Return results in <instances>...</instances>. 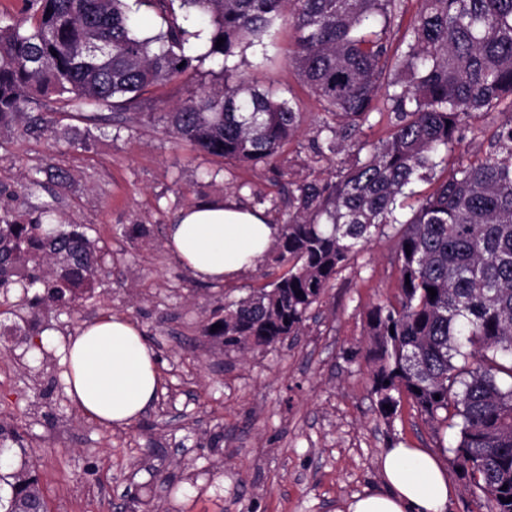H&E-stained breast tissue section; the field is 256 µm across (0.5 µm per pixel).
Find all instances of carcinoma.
Listing matches in <instances>:
<instances>
[{
    "mask_svg": "<svg viewBox=\"0 0 512 512\" xmlns=\"http://www.w3.org/2000/svg\"><path fill=\"white\" fill-rule=\"evenodd\" d=\"M400 42L407 0H180L211 25L208 55L225 62L244 43L289 17L291 57L322 103L318 162L347 155L336 179L295 183L292 211L266 254L288 271L224 305L221 328L203 333L242 356L301 335L314 307L372 237L396 241L399 306L367 312V357L380 416L410 398L436 429L456 430L446 448L485 512H512V0H418ZM23 17L0 23V138L33 129L58 138L30 113L47 101L71 111L143 100L153 89L193 83L177 18L145 35L128 0H23ZM225 42L215 47L217 39ZM57 55H52V52ZM390 115L387 136L355 139L373 114ZM149 120L209 154L275 164L303 113L241 75L199 86ZM475 159L448 167L464 138L484 137ZM445 173L410 217L397 213L412 185ZM87 224H67L45 206L0 214V294L23 291L13 315L27 336L57 308L92 297L106 270ZM43 294L29 297V289ZM437 295L430 296L428 289ZM390 405L386 410L384 405ZM26 454L0 420V447ZM47 503L29 461L0 471V512Z\"/></svg>",
    "mask_w": 512,
    "mask_h": 512,
    "instance_id": "cac0c4a2",
    "label": "carcinoma"
}]
</instances>
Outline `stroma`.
Instances as JSON below:
<instances>
[{"label":"stroma","instance_id":"obj_1","mask_svg":"<svg viewBox=\"0 0 512 512\" xmlns=\"http://www.w3.org/2000/svg\"><path fill=\"white\" fill-rule=\"evenodd\" d=\"M196 83L255 76L263 89L305 115L281 149L280 166L244 164L177 141L147 120L184 100L174 81L140 107L87 121L55 105L41 112L84 146L41 134L0 144V208L49 204L64 220L88 224L112 257L91 299L60 308L48 329L67 336L103 315L136 321L157 356L155 404L127 427L107 428L70 401L57 350L34 354L11 335L15 318L0 298V420L15 425L29 452L49 512H335L355 495L382 490L379 461L392 445L443 455L455 432L433 433L410 401L392 421L379 415L366 356V314L398 303L392 231L375 235L336 278L304 335L262 352L225 351L202 327L225 302L279 276L259 263L240 277L208 285L165 247V230L183 208L205 198L288 217L289 183L332 179L336 163L313 164L312 141L323 117L316 96L290 64L294 31L279 19L274 36L241 45L219 68L209 56L208 19L185 24ZM52 167L65 184L27 188L34 169ZM145 225L131 240L122 229Z\"/></svg>","mask_w":512,"mask_h":512}]
</instances>
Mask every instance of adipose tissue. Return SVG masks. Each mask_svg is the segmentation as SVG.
Segmentation results:
<instances>
[{
	"mask_svg": "<svg viewBox=\"0 0 512 512\" xmlns=\"http://www.w3.org/2000/svg\"><path fill=\"white\" fill-rule=\"evenodd\" d=\"M279 231L261 211L206 199L178 213L165 245L196 279L220 284L254 267ZM39 342L58 349L71 402L102 425H130L156 398L155 354L130 319L106 315L64 340L46 330ZM380 473L384 491L353 497L339 512H446L453 488L434 455L396 446Z\"/></svg>",
	"mask_w": 512,
	"mask_h": 512,
	"instance_id": "adipose-tissue-1",
	"label": "adipose tissue"
}]
</instances>
